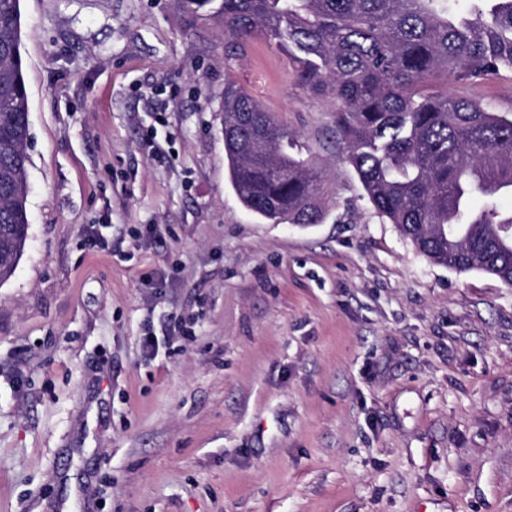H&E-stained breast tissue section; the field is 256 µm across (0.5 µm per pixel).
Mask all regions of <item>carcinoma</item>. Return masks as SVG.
<instances>
[{
	"mask_svg": "<svg viewBox=\"0 0 512 512\" xmlns=\"http://www.w3.org/2000/svg\"><path fill=\"white\" fill-rule=\"evenodd\" d=\"M222 0L225 59L262 39L294 47L300 82L336 103L334 131L378 217L431 262L512 287V113L423 89L512 71V0ZM20 0H0V283L29 230V104ZM246 92L224 90L229 181L246 210L316 224L317 174ZM483 198L476 208L473 200Z\"/></svg>",
	"mask_w": 512,
	"mask_h": 512,
	"instance_id": "1",
	"label": "carcinoma"
}]
</instances>
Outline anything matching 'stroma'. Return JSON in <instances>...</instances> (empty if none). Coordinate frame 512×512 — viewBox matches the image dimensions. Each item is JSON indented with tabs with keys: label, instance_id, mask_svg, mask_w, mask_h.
<instances>
[{
	"label": "stroma",
	"instance_id": "1",
	"mask_svg": "<svg viewBox=\"0 0 512 512\" xmlns=\"http://www.w3.org/2000/svg\"><path fill=\"white\" fill-rule=\"evenodd\" d=\"M20 11L30 226L0 284V512H512V288L375 214L288 50L226 64L221 0ZM228 80L319 172L320 223L239 201ZM429 88L512 112L509 71Z\"/></svg>",
	"mask_w": 512,
	"mask_h": 512
}]
</instances>
